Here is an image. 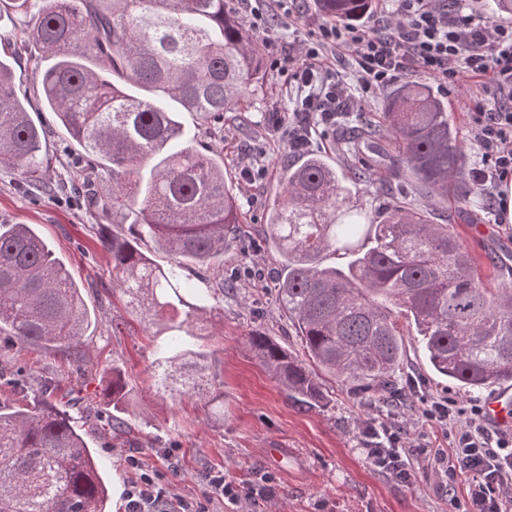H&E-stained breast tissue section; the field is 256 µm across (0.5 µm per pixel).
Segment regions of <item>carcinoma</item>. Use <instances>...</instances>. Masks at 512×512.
Returning a JSON list of instances; mask_svg holds the SVG:
<instances>
[{"mask_svg":"<svg viewBox=\"0 0 512 512\" xmlns=\"http://www.w3.org/2000/svg\"><path fill=\"white\" fill-rule=\"evenodd\" d=\"M318 2L343 22L373 8V0ZM11 10L25 17L21 42L48 65L36 88H18L16 53L0 55V165L19 171L30 194L46 189V132L28 112L37 100L83 150L73 188L88 209L112 216L99 225L101 241L128 308L163 322L171 336L153 374L157 393L224 407L204 354L185 337L197 335L210 297L224 291V268L215 264L243 215L224 156L185 134L178 110L224 124V113L263 80L252 36L227 0H0V18ZM382 120L385 129L357 131L349 150L391 166L386 190L409 178L433 205L465 207L462 138L430 87H395ZM342 181L321 156L295 161L267 224L283 256L274 290L308 361L260 333H249L248 344L288 397L327 405L310 361L353 393L409 401L392 376L410 334L448 382L469 392L512 387V291L491 286L451 224L404 202L355 208ZM127 222L130 235L113 231ZM150 242L166 265L144 251ZM193 266L216 269L211 288L194 287ZM89 319L80 288L34 225L0 224V332L35 348H66ZM101 395L107 409L125 404L119 368ZM108 498L96 455L66 410L46 398L27 409L0 405V512H106Z\"/></svg>","mask_w":512,"mask_h":512,"instance_id":"obj_1","label":"carcinoma"}]
</instances>
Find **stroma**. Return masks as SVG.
<instances>
[{
    "label": "stroma",
    "instance_id": "35a3bbf8",
    "mask_svg": "<svg viewBox=\"0 0 512 512\" xmlns=\"http://www.w3.org/2000/svg\"><path fill=\"white\" fill-rule=\"evenodd\" d=\"M269 29L254 39L265 63V79L258 90L246 91V113L228 112L223 128L201 127L193 113L182 115L184 126L214 150L224 154V170L232 181L244 215L247 240L230 238L224 250V294L217 310L208 313V325L190 344L202 352L208 373L224 394V413L186 397L173 405L158 397L151 372L166 338L151 318L131 313L115 291L112 260L96 229L102 215L90 214L83 204L66 196L60 184L66 178L57 158L68 149L63 131L52 114L40 121L48 130L46 148L52 160L45 182L57 185L54 195L31 198L23 192L18 172L0 167V223L33 224L82 289L94 320L76 345L44 351L0 335V404L25 408L36 396L51 391L66 406L76 425L86 433L106 475L119 487L107 512H125L126 491L133 477L124 459L139 455L163 468L167 454L179 461L177 473L167 474L172 497L198 498L205 477L223 472L226 480L247 489L273 477V495L256 503L214 502L213 512H448L450 499H464L470 481L461 475L448 481L434 468L415 470L403 481L375 470L364 451L360 432L364 421L387 416L375 399L335 390L323 409H307L289 400L279 381L250 350L247 336L258 330L295 355H303L299 338L281 308L271 276L279 256L265 247L268 210L277 186L294 153L275 120H287L284 107L293 94L273 54H287L290 38L305 39L324 19L317 0H294L291 15H283L274 0H263ZM385 91L369 94L360 112L330 131L322 148L337 169L349 164L347 143L367 120L383 109ZM265 166V178L247 183L244 172ZM490 202L472 191L465 213L448 218L446 208L432 220H452L466 250L481 265L498 258L500 274L512 283V223L497 224ZM261 268L263 280L244 277L248 267ZM405 354L399 373L415 386L414 400L397 415L407 425V445L450 448L452 440L440 428L423 421L424 399L445 398L462 417L484 407L493 388L471 393L437 377L418 343L404 339ZM119 366L128 393L120 413L125 431H117L101 413L103 373Z\"/></svg>",
    "mask_w": 512,
    "mask_h": 512
}]
</instances>
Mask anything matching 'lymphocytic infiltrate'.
<instances>
[{"instance_id": "obj_1", "label": "lymphocytic infiltrate", "mask_w": 512, "mask_h": 512, "mask_svg": "<svg viewBox=\"0 0 512 512\" xmlns=\"http://www.w3.org/2000/svg\"><path fill=\"white\" fill-rule=\"evenodd\" d=\"M273 64L296 89L289 100L288 136L313 147L338 119L355 112L361 95L423 72L443 90L462 80L481 83L468 121L479 147L472 169L476 189L490 195L512 179V24L494 23L470 12L467 0H386V12L373 29L356 23L322 25L306 41L305 58H274ZM424 417L453 438L451 451L417 452L404 442V428L391 420L370 421L361 429L367 457L377 470L407 480L413 459L423 454L430 467L449 477L471 480L465 500L450 512H507L503 492L512 486V437L490 428L481 410L458 420L447 401L426 402ZM135 478L127 491L126 512H209L207 501L239 502L241 490L223 474L211 475L204 499L175 500L159 470L131 456Z\"/></svg>"}]
</instances>
